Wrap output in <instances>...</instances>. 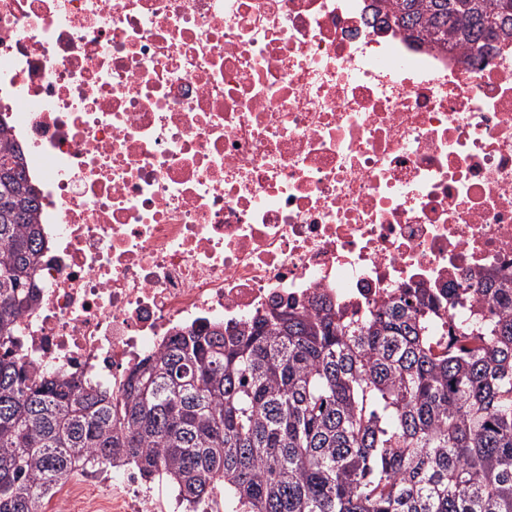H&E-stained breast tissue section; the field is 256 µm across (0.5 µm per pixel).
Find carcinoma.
I'll return each instance as SVG.
<instances>
[{
	"label": "carcinoma",
	"instance_id": "carcinoma-1",
	"mask_svg": "<svg viewBox=\"0 0 512 512\" xmlns=\"http://www.w3.org/2000/svg\"><path fill=\"white\" fill-rule=\"evenodd\" d=\"M375 17L482 56L512 0H375ZM38 197L0 121V512L73 472L166 480L188 512H512V279L321 302L177 333L118 394L34 375L9 342L44 249ZM477 296L487 313L448 317Z\"/></svg>",
	"mask_w": 512,
	"mask_h": 512
}]
</instances>
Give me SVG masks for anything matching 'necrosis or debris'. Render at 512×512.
Instances as JSON below:
<instances>
[{"instance_id":"1","label":"necrosis or debris","mask_w":512,"mask_h":512,"mask_svg":"<svg viewBox=\"0 0 512 512\" xmlns=\"http://www.w3.org/2000/svg\"><path fill=\"white\" fill-rule=\"evenodd\" d=\"M0 119L45 245L18 360L119 391L204 325L512 274V40L371 0H0ZM63 481L36 512H157Z\"/></svg>"}]
</instances>
